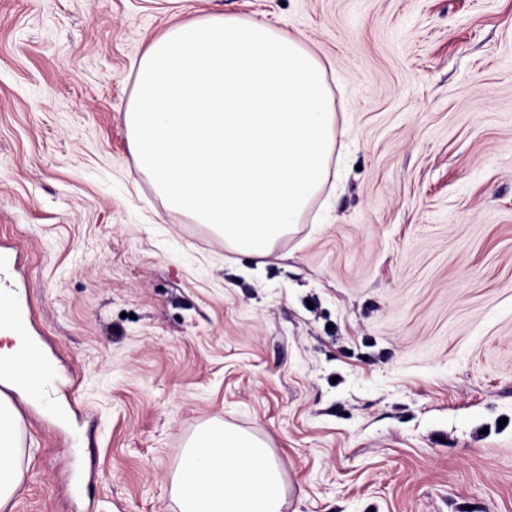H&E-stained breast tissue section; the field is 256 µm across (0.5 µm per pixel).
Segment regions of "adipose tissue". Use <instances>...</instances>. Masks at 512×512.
<instances>
[{
    "label": "adipose tissue",
    "instance_id": "ef3b65f1",
    "mask_svg": "<svg viewBox=\"0 0 512 512\" xmlns=\"http://www.w3.org/2000/svg\"><path fill=\"white\" fill-rule=\"evenodd\" d=\"M0 368L10 370L26 395L45 400L53 377L37 349L0 311ZM25 450L20 417L0 396V510L21 490ZM170 495L179 512H284L283 473L272 450L259 437L211 422L184 448L170 477Z\"/></svg>",
    "mask_w": 512,
    "mask_h": 512
}]
</instances>
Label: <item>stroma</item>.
<instances>
[{
  "mask_svg": "<svg viewBox=\"0 0 512 512\" xmlns=\"http://www.w3.org/2000/svg\"><path fill=\"white\" fill-rule=\"evenodd\" d=\"M205 14L327 70L330 179L263 257L129 150L148 43ZM0 251L52 369L4 512H178L189 439L264 440L287 512H512V0H0Z\"/></svg>",
  "mask_w": 512,
  "mask_h": 512,
  "instance_id": "35a3bbf8",
  "label": "stroma"
}]
</instances>
